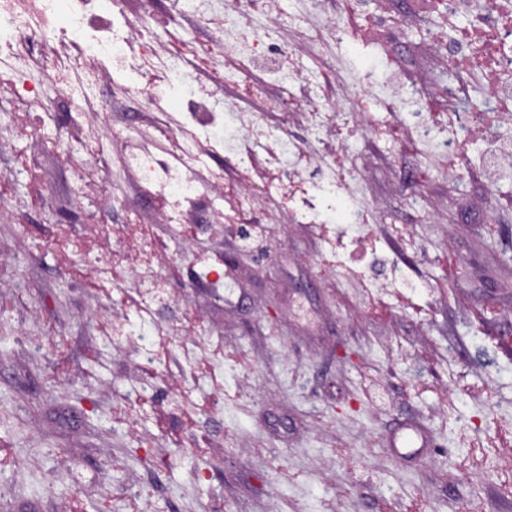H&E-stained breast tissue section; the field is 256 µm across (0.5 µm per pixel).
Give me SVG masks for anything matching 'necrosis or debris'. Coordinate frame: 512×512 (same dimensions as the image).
Returning <instances> with one entry per match:
<instances>
[{
	"mask_svg": "<svg viewBox=\"0 0 512 512\" xmlns=\"http://www.w3.org/2000/svg\"><path fill=\"white\" fill-rule=\"evenodd\" d=\"M165 3L173 18L190 12L203 24L222 19L224 35L216 50L229 68L225 82L243 89L242 104L261 98L266 81L295 83L296 63L302 53L331 43L342 48L369 37L382 50L390 48L388 35L377 34L372 19L366 17L350 25L317 15H286L289 28L298 30L299 35L294 44L284 46L263 12L239 19L227 14L224 0ZM424 14L434 19L428 42L433 58H446L448 30L457 27L460 18H467L472 36L461 45L460 52L468 66L482 71L490 84L512 91V0L505 5L490 0L489 9L477 12L468 10L466 0H414L413 12L398 16V21L408 27ZM54 42L63 43L64 51L54 54L49 66L31 70L28 63L35 52ZM155 43L154 32L145 19L132 16L127 0H0V56L21 65L12 90L18 100L39 111V123L33 129L36 137H46L57 127L56 112L45 106L47 94L64 97L80 115L112 114L125 95L138 98L142 112L153 114L170 108L155 83L157 75H165L168 85L183 87L181 105L187 115L171 134L175 147L172 160L150 153L128 152L122 156L125 168L135 173L139 186L156 187L166 196L169 223H184L190 209L201 201L208 204L214 216L224 218L265 194L264 186L254 184L234 197L225 196L223 168L208 163L214 153L229 156L239 169L246 170L252 167L256 153L262 151L272 169L293 178L294 187L278 222L319 224L326 213L337 210L336 194L345 183L336 172L341 168L357 169L361 157L347 154L324 162L306 156L292 140L275 133L263 115L243 109L242 104L230 107L222 90L199 94L186 58L160 50ZM107 79L121 89V97L108 98L103 85ZM331 86L340 90L344 83L316 74L309 84L308 97L294 103L295 111L304 115L309 134H318L329 121L323 102ZM445 95L447 124L434 125L427 113L418 112L409 131L433 158L446 162L452 159L456 146L452 127L470 128L476 123V114L500 118L504 111L501 99L492 96L479 113H472L469 91L462 82L449 86ZM305 162L313 166L314 175L303 174L301 165ZM340 213L344 224L369 221L368 212L361 209L347 208Z\"/></svg>",
	"mask_w": 512,
	"mask_h": 512,
	"instance_id": "1",
	"label": "necrosis or debris"
}]
</instances>
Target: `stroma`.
Masks as SVG:
<instances>
[{
	"label": "stroma",
	"instance_id": "obj_1",
	"mask_svg": "<svg viewBox=\"0 0 512 512\" xmlns=\"http://www.w3.org/2000/svg\"><path fill=\"white\" fill-rule=\"evenodd\" d=\"M150 11L163 47L187 32L202 46L220 35L191 16L169 17L164 0ZM425 29L393 34L387 58L356 44L304 62L317 70L340 56L354 77L350 98L398 85V111L355 117L341 105L312 141L289 89L274 83L267 95L269 124L307 153L364 157L342 204L384 206L385 224H279L284 199L274 196L248 211L243 240L197 205L178 237L199 260L180 261L169 256L176 236L162 193L138 198L132 215L114 208L111 224L98 226L92 209L73 203L82 154L69 161L30 138L35 113L26 127L0 126V177L21 173L0 195L11 215L0 221V467L19 474L0 486L10 512H68L75 500L82 512L131 501L146 512H411L417 503L512 512V445L500 440L512 434V170L496 163L512 149V120L481 135L458 130L468 144L461 191L437 169L417 181L425 158L406 125L424 106L444 112L457 78L453 61L430 58ZM377 120L396 130L391 149L373 142ZM104 155L111 186L94 167H84L87 185L131 194L136 179L119 145ZM145 229L166 293L149 294L127 272L107 290L89 289L99 257L132 254ZM364 234L376 249H348L346 272L329 275V247ZM65 240L87 246L75 264L61 259ZM423 280L428 290L418 289ZM143 304L167 334L200 319L225 356L203 378L178 343L157 359ZM115 312L126 316L117 339L103 330ZM185 393L202 407L187 433ZM408 426L424 437L410 455L392 447Z\"/></svg>",
	"mask_w": 512,
	"mask_h": 512
}]
</instances>
